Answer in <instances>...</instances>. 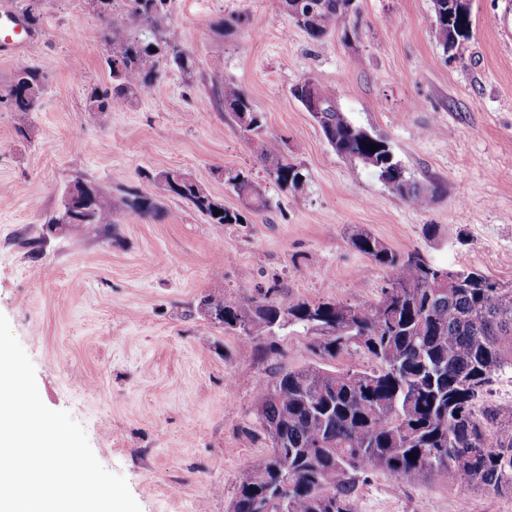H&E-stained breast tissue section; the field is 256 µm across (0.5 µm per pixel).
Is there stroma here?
Masks as SVG:
<instances>
[{"mask_svg":"<svg viewBox=\"0 0 512 512\" xmlns=\"http://www.w3.org/2000/svg\"><path fill=\"white\" fill-rule=\"evenodd\" d=\"M470 5L469 50L449 59L431 0H353L345 29L319 40L269 0H169L163 26L193 68L158 59L152 88L92 112L90 89L110 83L99 0H0L38 17L23 48L0 53V96L21 66L44 78L35 111L0 104V314L44 404L83 426L141 512H230L241 470L269 450L260 382L317 359L313 337L292 329L250 341L224 331L199 310L203 295L273 285L286 301L373 302L386 274L351 248L359 230L401 254L512 283V0ZM240 14L243 25L216 31ZM306 78L349 120L387 136L411 176L437 186L429 209L332 151L290 93ZM227 84L303 167L302 189L283 193L269 178L257 141L217 102ZM227 168L249 172L270 209L219 229L153 179L177 169L244 209L224 184ZM79 177L110 194L113 224L49 229ZM131 188L159 201L160 215L129 219ZM429 224L436 238L425 236ZM358 512H512V496L375 471Z\"/></svg>","mask_w":512,"mask_h":512,"instance_id":"1","label":"stroma"}]
</instances>
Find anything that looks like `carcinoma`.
<instances>
[{
  "label": "carcinoma",
  "mask_w": 512,
  "mask_h": 512,
  "mask_svg": "<svg viewBox=\"0 0 512 512\" xmlns=\"http://www.w3.org/2000/svg\"><path fill=\"white\" fill-rule=\"evenodd\" d=\"M299 2L289 17L314 40L347 19L349 0ZM458 4L431 0L437 42L453 57L468 50L472 29L471 16L460 15ZM166 5L167 0H126L125 12L112 16L102 39L121 50V58L106 59L110 85L90 91V110L122 108L149 90L161 56L191 69L193 61L174 33L156 35ZM42 93L40 72L24 65L14 75L5 105L12 112H32ZM294 94L300 101L315 99L311 116L338 156L368 166L391 183L393 194L418 209L435 202L437 187L406 175L390 141L351 122L332 93L306 81ZM216 96L244 132L262 134L264 114L241 90L226 85ZM259 145L280 191L305 184L300 165L276 146L262 140ZM158 178L165 180L168 196L191 203L208 223H248L243 212L224 207L181 171H161L153 176ZM224 184L250 212L267 209L248 172L226 169ZM93 191L81 223H114L110 196L97 186ZM125 205L134 218L160 210L157 200L136 191L127 193ZM350 243L386 272L385 285L369 304L287 302L274 297V288L250 297L207 294L199 301L201 310L222 308L226 330L272 336L285 329L286 315L288 325L320 337L321 358L333 359L356 345L377 362L374 368L345 371L315 362L260 383L258 412L271 449L241 470L231 512H357L361 477L374 470L407 483L441 481L459 493L512 496V409L485 399L494 377L512 369V285L452 268L456 285L435 288L432 282L443 265L418 253H397L363 230Z\"/></svg>",
  "instance_id": "cac0c4a2"
}]
</instances>
